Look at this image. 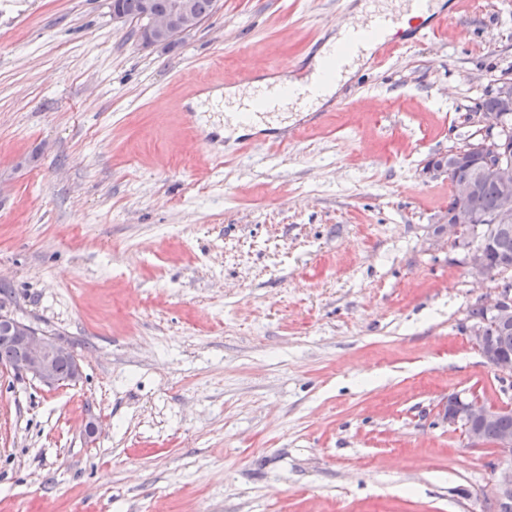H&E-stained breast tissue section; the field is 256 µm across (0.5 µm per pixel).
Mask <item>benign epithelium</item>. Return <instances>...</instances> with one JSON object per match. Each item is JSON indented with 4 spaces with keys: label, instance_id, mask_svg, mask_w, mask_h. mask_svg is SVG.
I'll return each instance as SVG.
<instances>
[{
    "label": "benign epithelium",
    "instance_id": "7a95c632",
    "mask_svg": "<svg viewBox=\"0 0 512 512\" xmlns=\"http://www.w3.org/2000/svg\"><path fill=\"white\" fill-rule=\"evenodd\" d=\"M203 23L194 12L191 0H174L172 7L162 13L145 3V25L139 32L145 44L168 42L198 28ZM497 107L481 113L483 127L480 139L469 146L485 158V166L471 178L453 184L456 207L446 215V223L437 226V233L448 235V241L465 242L463 265L467 274L476 282L492 278L486 246L489 238L512 231V78L498 80L493 92ZM463 158V152L450 150L433 159L427 171L434 176L448 174V169ZM492 179L501 187L499 208L493 215L482 214L478 183ZM479 306L484 319L471 320L466 328L468 340L479 352L501 383V392L512 390V355L501 354L489 327L503 330L512 328V288L500 287L494 294L482 298ZM0 339L9 340L18 350L17 360L6 368L19 376H31L42 385L53 388L59 385L57 363L62 358L71 361L69 381L82 376V365L70 348L53 336L28 324L12 314L0 312ZM512 411V405L492 401L473 393H456L445 411L448 426L461 430L470 443H475L480 428ZM499 459L493 473L495 506L498 512L512 509V431L500 434L495 442Z\"/></svg>",
    "mask_w": 512,
    "mask_h": 512
}]
</instances>
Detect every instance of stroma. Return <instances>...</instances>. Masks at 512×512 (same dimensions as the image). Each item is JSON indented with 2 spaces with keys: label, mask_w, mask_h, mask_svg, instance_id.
I'll return each instance as SVG.
<instances>
[{
  "label": "stroma",
  "mask_w": 512,
  "mask_h": 512,
  "mask_svg": "<svg viewBox=\"0 0 512 512\" xmlns=\"http://www.w3.org/2000/svg\"><path fill=\"white\" fill-rule=\"evenodd\" d=\"M217 3L146 46L110 0H0V289L83 366L0 369V512H492L443 417L501 394L463 330L491 286L424 169L512 77V0H441L275 150L210 90L297 74L358 4Z\"/></svg>",
  "instance_id": "stroma-1"
}]
</instances>
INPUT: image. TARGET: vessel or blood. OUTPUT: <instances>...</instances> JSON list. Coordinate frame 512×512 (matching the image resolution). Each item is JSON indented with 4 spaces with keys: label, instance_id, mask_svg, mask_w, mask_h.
<instances>
[{
    "label": "vessel or blood",
    "instance_id": "1",
    "mask_svg": "<svg viewBox=\"0 0 512 512\" xmlns=\"http://www.w3.org/2000/svg\"><path fill=\"white\" fill-rule=\"evenodd\" d=\"M367 15L362 26H346L340 29L338 42L332 52L333 69L340 74L350 72L355 64L367 57L370 40H377L378 48L371 56L373 64H381L398 46L406 17L434 14L437 0H397L393 7H385L383 0H361ZM326 75L313 69L306 82L298 86H284L269 82L255 86L250 106L245 111L225 110V124L239 122L247 117L276 130L288 117L289 111L307 108L323 91Z\"/></svg>",
    "mask_w": 512,
    "mask_h": 512
}]
</instances>
